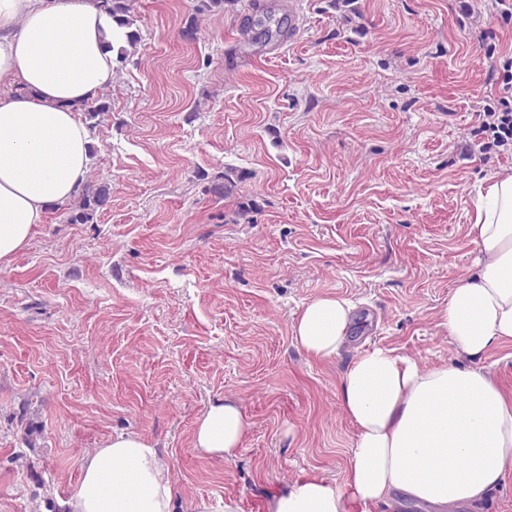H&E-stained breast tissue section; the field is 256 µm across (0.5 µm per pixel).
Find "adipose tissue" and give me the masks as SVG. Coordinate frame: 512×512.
Returning <instances> with one entry per match:
<instances>
[{
  "mask_svg": "<svg viewBox=\"0 0 512 512\" xmlns=\"http://www.w3.org/2000/svg\"><path fill=\"white\" fill-rule=\"evenodd\" d=\"M119 35L101 0H0V264L27 244L46 208L68 201L87 179L81 104L112 81L109 44ZM481 254L453 290L443 324L467 366L421 367L371 346L344 373L339 399L356 428L345 487L312 477L289 485L269 512H344L398 494L435 512L472 505L512 474V394L474 359L512 342V174L494 179L476 203ZM351 300L319 297L293 325L305 353L338 354ZM245 419L227 400L198 421L194 446L234 456ZM69 512H174V489L155 452L135 434L88 456Z\"/></svg>",
  "mask_w": 512,
  "mask_h": 512,
  "instance_id": "ef3b65f1",
  "label": "adipose tissue"
}]
</instances>
